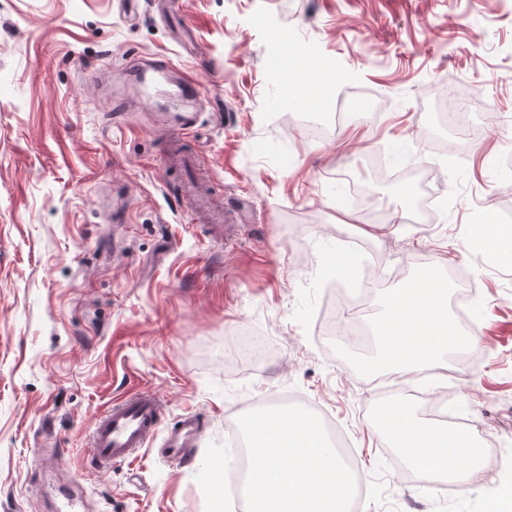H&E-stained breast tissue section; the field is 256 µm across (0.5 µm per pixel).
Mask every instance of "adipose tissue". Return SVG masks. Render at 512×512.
Returning <instances> with one entry per match:
<instances>
[{
	"mask_svg": "<svg viewBox=\"0 0 512 512\" xmlns=\"http://www.w3.org/2000/svg\"><path fill=\"white\" fill-rule=\"evenodd\" d=\"M374 336L378 354L363 364L362 373L387 370L409 375L443 359L452 337L447 287L428 270L392 291ZM377 429L410 464L436 481L466 484L488 464L468 434L431 425L404 404L385 406Z\"/></svg>",
	"mask_w": 512,
	"mask_h": 512,
	"instance_id": "adipose-tissue-1",
	"label": "adipose tissue"
}]
</instances>
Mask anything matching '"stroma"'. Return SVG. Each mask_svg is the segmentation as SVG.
Masks as SVG:
<instances>
[{
	"instance_id": "35a3bbf8",
	"label": "stroma",
	"mask_w": 512,
	"mask_h": 512,
	"mask_svg": "<svg viewBox=\"0 0 512 512\" xmlns=\"http://www.w3.org/2000/svg\"><path fill=\"white\" fill-rule=\"evenodd\" d=\"M195 29L193 53L180 23ZM279 47L289 74L273 72ZM169 57L198 87L149 97L131 60ZM459 84L512 118V0H152L125 18L116 0H0V512H211L236 460L250 403L312 404L333 422L361 478L358 512H485L512 483V266L476 249L487 212L512 225V177L496 128L466 151L438 153L456 130L433 120L425 89ZM378 96L377 118L353 116L308 138L337 98ZM126 102L115 115L113 98ZM196 115L180 150L221 229L188 223L176 198L169 127ZM431 176L433 212L409 217L418 182L374 188L386 228L366 236L346 203L365 160ZM350 178V179H351ZM399 225L398 233L388 225ZM396 271L389 289L434 266L449 296L461 264L474 293L470 352L450 415L474 438L494 435L492 478L436 483L410 471L375 428V392L355 370L373 343L328 349L327 297L358 303L368 260ZM268 344L232 364L238 330ZM146 392L158 429L131 461L94 472L89 429L113 401ZM202 436L185 461L161 455L186 415Z\"/></svg>"
}]
</instances>
